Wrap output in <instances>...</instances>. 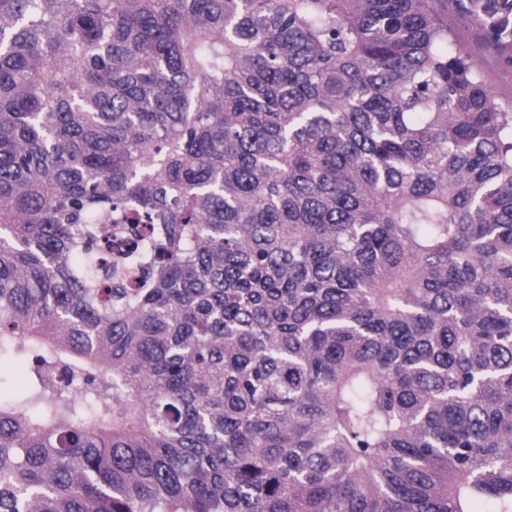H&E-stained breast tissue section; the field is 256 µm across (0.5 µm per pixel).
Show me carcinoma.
<instances>
[{
	"instance_id": "cac0c4a2",
	"label": "carcinoma",
	"mask_w": 512,
	"mask_h": 512,
	"mask_svg": "<svg viewBox=\"0 0 512 512\" xmlns=\"http://www.w3.org/2000/svg\"><path fill=\"white\" fill-rule=\"evenodd\" d=\"M444 11L0 0V512H512V110ZM23 361L5 357L0 364V396L3 400L21 393L26 384Z\"/></svg>"
}]
</instances>
